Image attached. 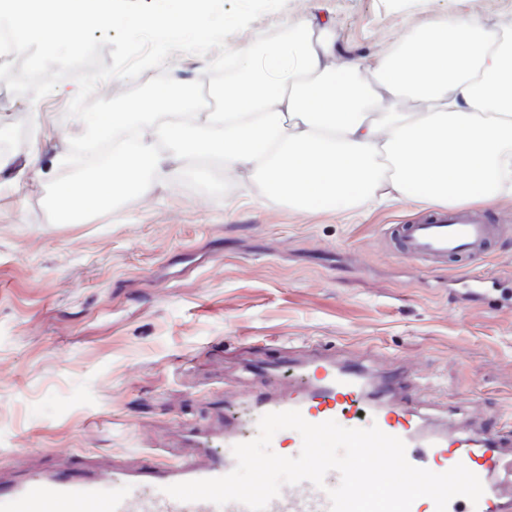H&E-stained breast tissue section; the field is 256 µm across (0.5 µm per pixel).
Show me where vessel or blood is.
<instances>
[{
  "label": "vessel or blood",
  "mask_w": 512,
  "mask_h": 512,
  "mask_svg": "<svg viewBox=\"0 0 512 512\" xmlns=\"http://www.w3.org/2000/svg\"><path fill=\"white\" fill-rule=\"evenodd\" d=\"M498 231V225L459 209L400 225L395 239L405 259L436 261L479 255ZM297 373V390L259 392L248 403V410L259 417L296 409L313 424L333 420L348 428L377 425L404 441L412 465L445 471L460 463L480 478L484 493L479 502L456 497L447 512H512V499L501 495L494 481L507 463L506 451L490 429L476 435L426 429L412 400L391 397L403 377L373 381L356 368L338 364L325 351L298 366ZM184 439L197 448V459L169 463L154 457L134 470H113L108 480L85 464L46 467L18 481L0 482V512H246L238 503L221 508L207 501L184 503L164 492L171 484L230 473L236 466L233 445L249 439L242 417L225 413L214 426L189 428ZM267 512H329V500L324 491L303 482L281 490Z\"/></svg>",
  "instance_id": "b4317fda"
}]
</instances>
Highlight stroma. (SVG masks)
<instances>
[{"label": "stroma", "mask_w": 512, "mask_h": 512, "mask_svg": "<svg viewBox=\"0 0 512 512\" xmlns=\"http://www.w3.org/2000/svg\"><path fill=\"white\" fill-rule=\"evenodd\" d=\"M316 12L347 54L404 49L429 23L512 18V0H287L229 36L265 69ZM64 79L39 101L0 80V473L143 455L182 461L187 427L276 385L271 363L315 347L377 378L407 379L430 429L476 433L496 417L512 442V297L461 288L483 276L512 289V198L474 211L504 225L480 256L410 261L392 231L432 213L400 199L300 212L242 188L218 165H184L167 187L96 206L70 194L96 167L65 113ZM40 176H33L31 160Z\"/></svg>", "instance_id": "35a3bbf8"}]
</instances>
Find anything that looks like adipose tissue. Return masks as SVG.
I'll use <instances>...</instances> for the list:
<instances>
[{
	"mask_svg": "<svg viewBox=\"0 0 512 512\" xmlns=\"http://www.w3.org/2000/svg\"><path fill=\"white\" fill-rule=\"evenodd\" d=\"M285 75L254 82L243 54L218 110L187 99L167 112L78 114L82 134L122 144L93 200L148 195L186 159L211 160L263 182L271 196L305 210L347 209L376 196L455 207L512 196V76L503 74L505 24L479 16L426 27L416 48L387 60L349 57L335 66L336 35L316 16L298 18ZM370 72L376 91L357 77ZM410 95L417 112H379Z\"/></svg>",
	"mask_w": 512,
	"mask_h": 512,
	"instance_id": "ef3b65f1",
	"label": "adipose tissue"
}]
</instances>
